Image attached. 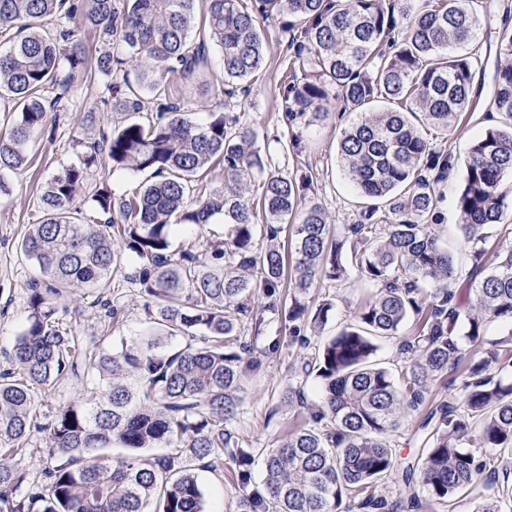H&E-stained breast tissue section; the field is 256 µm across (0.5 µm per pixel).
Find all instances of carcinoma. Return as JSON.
Returning <instances> with one entry per match:
<instances>
[{"mask_svg": "<svg viewBox=\"0 0 512 512\" xmlns=\"http://www.w3.org/2000/svg\"><path fill=\"white\" fill-rule=\"evenodd\" d=\"M222 56V93L260 69L262 26L290 33L292 74L279 85L283 120L293 126L328 115L329 96L359 118L341 133L344 174L375 201L357 224L334 233L324 208L303 204L312 178L267 175L259 201L247 176L264 173L269 154L237 116L205 123L181 115L164 81L190 80L207 64L206 43L191 39L198 2ZM0 0V100L18 116L0 135V172L29 163L26 144L50 113L71 100L88 67L110 80L112 110L129 121L82 148L80 165L61 167L41 187L42 220L20 251L38 270L28 284L25 319L12 348L15 368L0 374V512H205L196 467L232 468L235 512H422L436 503L455 512L512 508V249L471 288L454 287L462 270L439 244V184L456 165L431 147L426 130L448 132L472 110V68L487 15L478 0ZM56 24L48 28L47 18ZM90 28L99 44L88 61L79 42ZM495 74L496 112L505 121L471 145L457 194L464 243L480 260L486 228L501 223L502 182L512 174V35ZM136 72V83L128 79ZM126 86L127 92L118 94ZM54 97L46 96L48 90ZM374 102L392 108L367 110ZM147 172L116 196L106 187L84 199L88 170ZM224 181L199 188L207 171ZM298 218L290 304L282 299L284 224ZM224 220V239L202 249L174 245L181 229ZM266 242L255 249L256 237ZM142 299L151 326L117 349L85 341L57 317L56 300L92 289L90 308L114 320L112 272ZM353 268L377 288L342 329L301 366L322 401L263 460L260 483L244 441L224 428L243 402L246 372L259 367L246 325L271 312L288 322L290 341L326 323L330 305L303 301L316 281H339ZM421 330L400 344L399 378L375 362V340L396 334L410 316ZM509 325L486 334V319ZM183 338L182 347L172 345ZM78 396L37 421L39 392L76 374ZM447 394L433 383L447 374ZM405 414L419 416L421 448L403 467L389 440ZM54 464L41 483L11 463L33 432ZM125 453L112 457L104 449ZM171 452L152 455L153 448ZM393 477L425 499L382 494Z\"/></svg>", "mask_w": 512, "mask_h": 512, "instance_id": "cac0c4a2", "label": "carcinoma"}]
</instances>
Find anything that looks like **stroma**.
<instances>
[{"instance_id": "35a3bbf8", "label": "stroma", "mask_w": 512, "mask_h": 512, "mask_svg": "<svg viewBox=\"0 0 512 512\" xmlns=\"http://www.w3.org/2000/svg\"><path fill=\"white\" fill-rule=\"evenodd\" d=\"M488 21L480 36L482 63L474 70V86L479 91L475 111L464 114L458 130L447 135L433 134L431 145L454 155L458 163L440 186L442 222L438 227L441 244L452 252L462 268L458 288L468 287L470 280L482 278L491 269L496 251L512 247V235L490 229L481 268H473L469 249L459 229L456 208L458 187L463 179V160L473 141L489 125L494 114L493 84L496 68L502 62L500 46L504 32L512 33V0H490ZM289 35L278 22L264 25V60L260 70L244 81L243 91L235 97L221 95L224 81L219 54H212V66L188 82L169 84L171 97L178 99L190 118L204 119L213 112L243 115L256 131L258 143L268 149L273 168L282 173L311 172L313 185L308 203L320 204L329 221L335 225L353 224L360 218V199L350 187L340 167L338 142L343 128L357 120V113L346 109L340 99L330 100L327 117L292 128L286 127L279 110L278 88L289 73ZM107 82L92 75L76 87L75 101L57 118L52 130L35 131L27 146L30 165L22 171L7 174L11 193L0 196V370L11 368L10 352L25 318L27 284L34 271L20 252L19 244L30 224L40 218L38 209L41 186L58 169L79 164L72 147L73 139H97L102 133L124 125V114L113 111L112 95ZM303 142L302 153L288 148L292 136ZM126 268L112 274V283L123 307L118 321H104L94 312L80 310L77 302H69L67 322L84 340H94L101 347L119 345L146 326L142 302L136 291L126 288ZM371 285L360 281L356 273L336 282L324 280L309 289L305 301L310 308L330 303L327 322L316 344L334 336L353 322L360 301L371 294ZM245 334L256 348L261 361L257 371L244 379V402L237 418L226 421L225 427L244 439L255 458H263L266 449L275 447L295 427L304 422L307 412L289 403V388H301L308 405L318 404L320 389L314 378L301 371V354L289 342L284 324L273 314H266L260 327H246ZM279 341L276 351H269L272 341ZM198 480L204 492L205 512H233L238 487L231 470L214 472L200 469Z\"/></svg>"}]
</instances>
